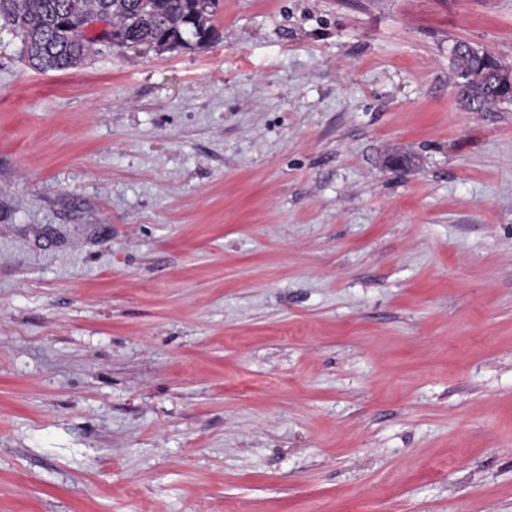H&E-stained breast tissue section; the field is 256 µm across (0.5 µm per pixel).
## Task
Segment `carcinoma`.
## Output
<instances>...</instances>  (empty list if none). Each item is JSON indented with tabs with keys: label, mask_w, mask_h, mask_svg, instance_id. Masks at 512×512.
Listing matches in <instances>:
<instances>
[{
	"label": "carcinoma",
	"mask_w": 512,
	"mask_h": 512,
	"mask_svg": "<svg viewBox=\"0 0 512 512\" xmlns=\"http://www.w3.org/2000/svg\"><path fill=\"white\" fill-rule=\"evenodd\" d=\"M219 0H0V19L22 40L29 64L40 71L65 72L90 61L98 39L82 21L109 19L113 45L136 47L162 40L182 47L214 38ZM458 86L475 110L511 103L498 63L453 56Z\"/></svg>",
	"instance_id": "cac0c4a2"
}]
</instances>
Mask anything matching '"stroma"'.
<instances>
[{
	"mask_svg": "<svg viewBox=\"0 0 512 512\" xmlns=\"http://www.w3.org/2000/svg\"><path fill=\"white\" fill-rule=\"evenodd\" d=\"M214 24L0 27V512H512V104L451 56L512 0ZM452 56L458 86L469 106L474 110L484 108L486 105L512 102V93L507 89L498 62L483 63L480 58H459L455 47L452 50ZM464 70L471 73L479 71L481 76L477 81L469 80L464 76Z\"/></svg>",
	"mask_w": 512,
	"mask_h": 512,
	"instance_id": "1",
	"label": "stroma"
}]
</instances>
